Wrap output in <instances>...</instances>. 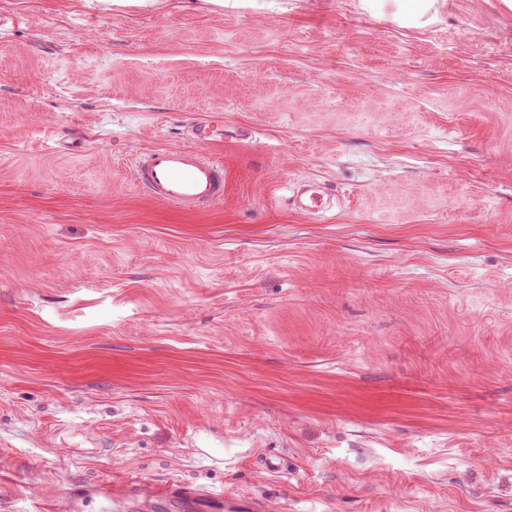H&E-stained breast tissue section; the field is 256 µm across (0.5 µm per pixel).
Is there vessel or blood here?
<instances>
[{
    "instance_id": "vessel-or-blood-1",
    "label": "vessel or blood",
    "mask_w": 512,
    "mask_h": 512,
    "mask_svg": "<svg viewBox=\"0 0 512 512\" xmlns=\"http://www.w3.org/2000/svg\"><path fill=\"white\" fill-rule=\"evenodd\" d=\"M188 147H157L136 162L134 176L145 193L186 212H196L224 199V163L204 152L207 144L223 141L224 127L212 119L187 128ZM326 185L309 182L299 189L296 211L316 215L326 209Z\"/></svg>"
}]
</instances>
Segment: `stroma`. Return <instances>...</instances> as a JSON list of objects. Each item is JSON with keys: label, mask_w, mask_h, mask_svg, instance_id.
I'll return each instance as SVG.
<instances>
[{"label": "stroma", "mask_w": 512, "mask_h": 512, "mask_svg": "<svg viewBox=\"0 0 512 512\" xmlns=\"http://www.w3.org/2000/svg\"><path fill=\"white\" fill-rule=\"evenodd\" d=\"M401 8L0 0V512H512V14ZM187 128V136L200 144H212L224 140V126L212 119L193 123ZM134 176L145 193L186 212L224 200V162L194 147H157L136 162ZM326 183L309 182L297 192L295 210L306 215H317L328 208L324 199L328 192L325 191Z\"/></svg>", "instance_id": "35a3bbf8"}]
</instances>
